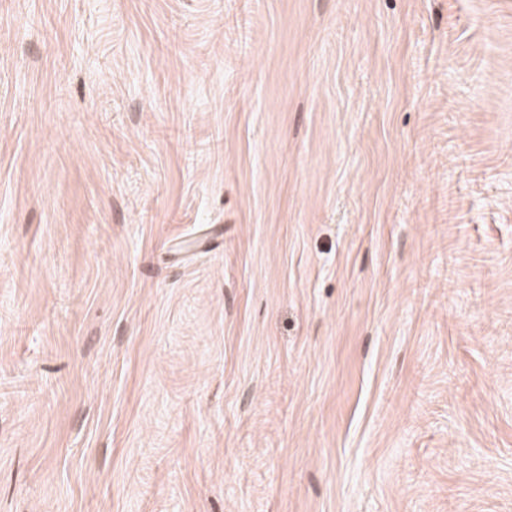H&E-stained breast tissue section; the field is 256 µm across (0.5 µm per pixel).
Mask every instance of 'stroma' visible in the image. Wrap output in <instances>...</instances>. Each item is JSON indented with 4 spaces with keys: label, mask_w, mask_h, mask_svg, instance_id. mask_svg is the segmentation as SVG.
Segmentation results:
<instances>
[{
    "label": "stroma",
    "mask_w": 512,
    "mask_h": 512,
    "mask_svg": "<svg viewBox=\"0 0 512 512\" xmlns=\"http://www.w3.org/2000/svg\"><path fill=\"white\" fill-rule=\"evenodd\" d=\"M0 512H512V0H0Z\"/></svg>",
    "instance_id": "obj_1"
}]
</instances>
